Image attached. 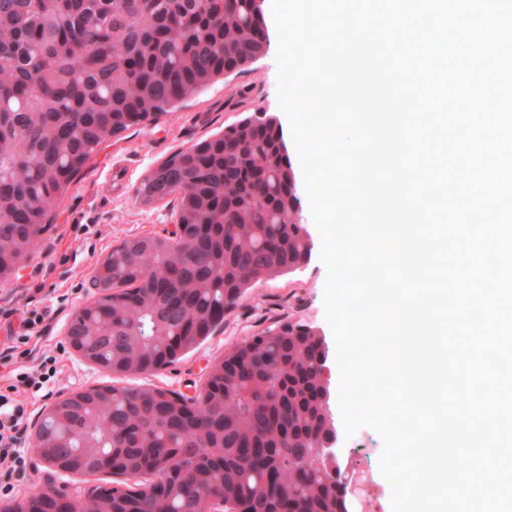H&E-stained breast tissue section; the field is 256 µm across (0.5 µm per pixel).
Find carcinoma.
<instances>
[{
    "instance_id": "1",
    "label": "carcinoma",
    "mask_w": 512,
    "mask_h": 512,
    "mask_svg": "<svg viewBox=\"0 0 512 512\" xmlns=\"http://www.w3.org/2000/svg\"><path fill=\"white\" fill-rule=\"evenodd\" d=\"M265 0H0V279L40 246L103 143L266 52ZM176 194L175 238L112 248L72 340L116 380L44 416L64 471L112 474L74 506L45 490L0 512H342L348 477L317 452L335 430L324 339L302 318L235 344L193 397L118 378L174 365L261 280L311 257L275 116L179 150L136 190Z\"/></svg>"
}]
</instances>
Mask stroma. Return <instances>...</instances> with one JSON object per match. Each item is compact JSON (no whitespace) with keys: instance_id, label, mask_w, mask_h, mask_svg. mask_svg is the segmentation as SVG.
Listing matches in <instances>:
<instances>
[{"instance_id":"35a3bbf8","label":"stroma","mask_w":512,"mask_h":512,"mask_svg":"<svg viewBox=\"0 0 512 512\" xmlns=\"http://www.w3.org/2000/svg\"><path fill=\"white\" fill-rule=\"evenodd\" d=\"M268 39L265 55L251 71L220 79L185 101L181 107L130 127L109 139L86 164L82 176L71 184L45 238L16 270L0 283V346L18 332L29 296H36L50 317L40 348L64 346L74 313L94 297V270L123 240L146 234L170 236L175 229L173 197L150 205L140 204L136 189L145 175L174 152L188 148L251 112L276 116L285 144H292L290 122L278 102L277 36L272 10L264 12ZM304 222L312 242L309 263L293 274L256 283L224 323L175 365L155 373L127 376L134 386L161 387L192 396L201 389L211 363L245 337L264 327L301 318L317 327L325 340L327 364L336 368V343L325 317L324 291L327 269L320 258L321 235L313 221L308 196H301ZM65 348V346H64ZM112 375L86 363L65 348L61 372L51 393L34 399L32 420L61 396L87 386L109 383ZM341 462L365 476L363 512H392L386 479L380 470L383 440L373 429L362 427L346 434L337 427ZM14 486L11 498L19 501L33 488L81 492L105 483V476H80L41 463L33 449L25 451V466L12 474L0 469V483Z\"/></svg>"}]
</instances>
